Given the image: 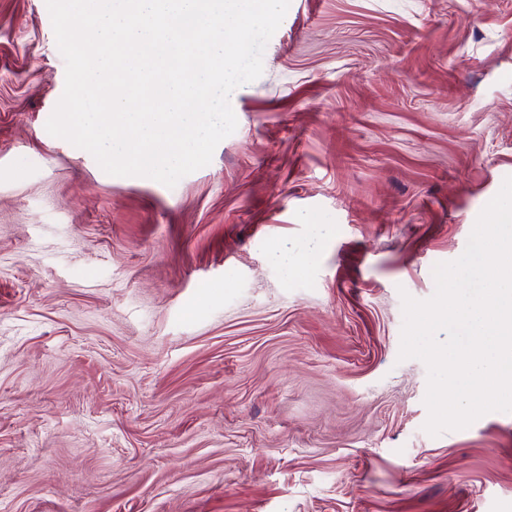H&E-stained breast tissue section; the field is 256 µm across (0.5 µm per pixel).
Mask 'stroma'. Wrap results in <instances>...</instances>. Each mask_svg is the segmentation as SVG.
Wrapping results in <instances>:
<instances>
[{
    "mask_svg": "<svg viewBox=\"0 0 512 512\" xmlns=\"http://www.w3.org/2000/svg\"><path fill=\"white\" fill-rule=\"evenodd\" d=\"M263 66L207 166L113 176L0 0V512H512V413L431 436L398 358L512 176V0H291Z\"/></svg>",
    "mask_w": 512,
    "mask_h": 512,
    "instance_id": "1",
    "label": "stroma"
}]
</instances>
